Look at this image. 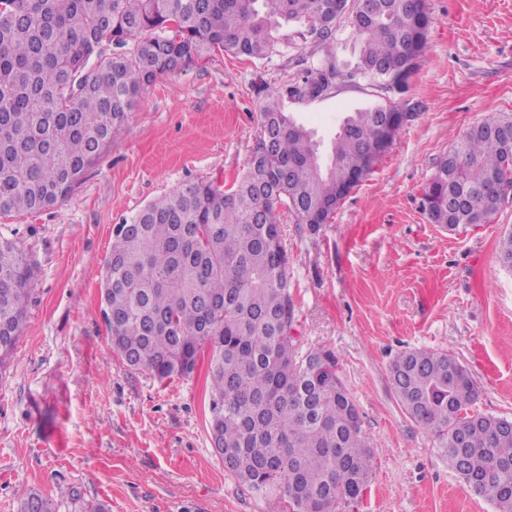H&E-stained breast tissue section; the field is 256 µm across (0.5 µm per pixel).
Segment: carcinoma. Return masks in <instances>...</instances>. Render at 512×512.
I'll return each mask as SVG.
<instances>
[{
    "label": "carcinoma",
    "mask_w": 512,
    "mask_h": 512,
    "mask_svg": "<svg viewBox=\"0 0 512 512\" xmlns=\"http://www.w3.org/2000/svg\"><path fill=\"white\" fill-rule=\"evenodd\" d=\"M348 21L358 61L334 62ZM291 25L324 52L319 66L267 96L247 170L229 188L193 182L112 229L100 301L113 351L155 379L189 378L208 358L209 432L226 468L272 512H334L364 496L370 443L336 356L295 336L279 209L327 224L372 172L370 142L401 101L344 118L324 162L284 101L322 98L369 78L403 95L431 25L426 0H0V213L64 202L122 129L146 86L210 52L265 59ZM512 185V114L471 125L423 194L433 224H484ZM499 258L512 269V231ZM34 267L0 237V370L26 320ZM405 413L432 437L464 489L512 512V426L474 410L479 389L452 353L411 349L390 365ZM20 512H54L31 492Z\"/></svg>",
    "instance_id": "cac0c4a2"
}]
</instances>
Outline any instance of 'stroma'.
Returning a JSON list of instances; mask_svg holds the SVG:
<instances>
[{
	"instance_id": "stroma-1",
	"label": "stroma",
	"mask_w": 512,
	"mask_h": 512,
	"mask_svg": "<svg viewBox=\"0 0 512 512\" xmlns=\"http://www.w3.org/2000/svg\"><path fill=\"white\" fill-rule=\"evenodd\" d=\"M427 4L433 23L406 94L415 117L331 223L280 214L295 334L304 350L334 352L370 442V485L336 512H494L395 397L389 367L401 352L455 354L479 388L476 410L512 419V270L497 251L512 199L454 233L422 207L453 141L512 113V0ZM322 60L292 27L284 55L217 53L163 75L68 200L0 214V235L35 266L24 329L0 373V512H19L32 491L56 512H270L212 446L202 375L161 382L122 364L100 286L114 225L186 183L230 186L247 168L267 95ZM383 100L365 78L285 108L326 142L345 113Z\"/></svg>"
}]
</instances>
